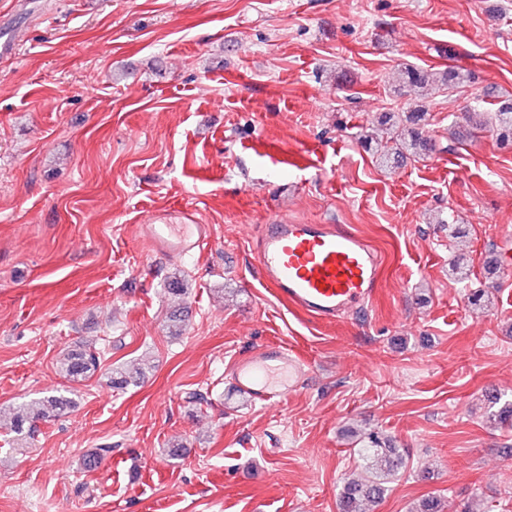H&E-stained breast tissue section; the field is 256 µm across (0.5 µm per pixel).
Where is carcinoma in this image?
Returning a JSON list of instances; mask_svg holds the SVG:
<instances>
[{"mask_svg": "<svg viewBox=\"0 0 512 512\" xmlns=\"http://www.w3.org/2000/svg\"><path fill=\"white\" fill-rule=\"evenodd\" d=\"M468 81V73L455 66L440 72H431L415 65L402 69L401 81L393 92L399 94L407 89L414 93L399 113L386 112L380 125L389 131L390 138L384 140L374 133L359 134L361 144L376 156L382 167L396 169L408 157L423 159L433 149L431 140L424 135L423 127L430 111L428 91L434 84L448 89L462 86ZM466 121L475 131L487 129L496 133L503 145H512V99H475L467 112ZM101 352L90 344H76L61 352L57 362L59 374L71 384H80L99 371ZM108 386L113 390H125L137 383L133 373L122 366L110 368L107 373ZM73 401L64 395H48L13 408L0 407V416L9 418L10 442L17 446L30 445L35 438L37 423L56 419L71 409ZM363 447L358 449L362 461L359 476L346 481L339 494L338 512H369L388 492V483L406 472L408 459L401 449L377 433H369L361 439Z\"/></svg>", "mask_w": 512, "mask_h": 512, "instance_id": "obj_1", "label": "carcinoma"}]
</instances>
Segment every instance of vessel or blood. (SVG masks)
I'll list each match as a JSON object with an SVG mask.
<instances>
[{
    "label": "vessel or blood",
    "mask_w": 512,
    "mask_h": 512,
    "mask_svg": "<svg viewBox=\"0 0 512 512\" xmlns=\"http://www.w3.org/2000/svg\"><path fill=\"white\" fill-rule=\"evenodd\" d=\"M0 16V59L15 58L25 40L6 28ZM212 238L208 224H150L152 251L190 257ZM256 267L262 282L291 309L331 322L344 312L366 307L375 296L380 257L362 236L338 224H306L279 219L266 225L258 242ZM304 363L287 347L275 344L236 360L235 389L268 408L279 406L305 381Z\"/></svg>",
    "instance_id": "b4317fda"
}]
</instances>
